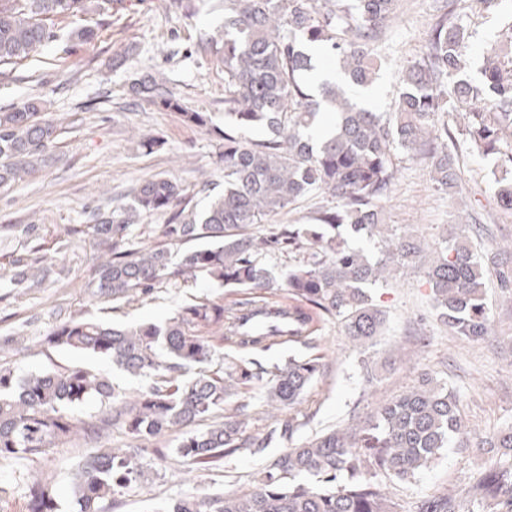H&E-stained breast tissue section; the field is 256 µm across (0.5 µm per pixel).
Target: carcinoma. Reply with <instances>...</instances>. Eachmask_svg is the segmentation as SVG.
Listing matches in <instances>:
<instances>
[{
    "mask_svg": "<svg viewBox=\"0 0 512 512\" xmlns=\"http://www.w3.org/2000/svg\"><path fill=\"white\" fill-rule=\"evenodd\" d=\"M114 0H0V67L35 56L56 40L53 20L112 13ZM429 35L426 51L400 79L394 111L383 115L358 104L344 85L310 87L313 52L336 61L349 85L371 86L381 69L378 43L400 0H224V29L201 39V49L224 67V188L197 210L177 181L155 176L132 191V202L91 225L105 246L97 278L99 300L146 295L163 283L204 276L248 296L226 305L200 299L162 324L120 326L72 318L45 343L111 362L148 384L130 396L82 365L21 376L0 365V459L42 457L60 443L98 440L125 430L124 448H99L73 474L76 512H110L145 478L144 443L198 422L206 428L181 437L176 456L199 470L249 455L266 461L247 491L184 496L156 512H395L383 480L409 483L453 442L468 447L460 397L424 372L409 390L378 404L365 418L298 438L313 415L297 409L323 373L312 323L340 321L355 347L373 346L386 314L370 287L388 284L396 268L423 256L420 241L385 222L384 204L400 155L431 168L437 187H458L460 148L491 163L494 193L512 210V21L505 43L483 55L470 74L473 32L456 0ZM134 96L209 124L167 82L146 75ZM335 114L321 141H312L318 113ZM263 127V139L243 132ZM65 127L46 118L33 98L0 112V186L31 171ZM318 194L327 205L305 223L251 232L300 199ZM164 213L162 235L184 246L172 262L162 246L124 247L143 215ZM377 245L378 255L352 246L339 228ZM288 255V269L262 262ZM503 281L512 280V252L495 255ZM423 274L436 320L463 340L488 335L490 309L484 272L469 237L453 224ZM285 288L288 301L274 298ZM288 342L307 350L264 367L244 356ZM229 347L235 354H220ZM277 412L263 436L247 432L252 394ZM95 400L106 412L86 420L73 409ZM290 446L268 458L276 442ZM497 460L473 474L458 493L418 500L414 512H512V425L483 439ZM28 512H58L55 493L40 478L27 487Z\"/></svg>",
    "mask_w": 512,
    "mask_h": 512,
    "instance_id": "obj_1",
    "label": "carcinoma"
}]
</instances>
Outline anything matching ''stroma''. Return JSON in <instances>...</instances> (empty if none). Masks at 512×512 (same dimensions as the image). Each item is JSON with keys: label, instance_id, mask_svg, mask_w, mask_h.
<instances>
[{"label": "stroma", "instance_id": "1", "mask_svg": "<svg viewBox=\"0 0 512 512\" xmlns=\"http://www.w3.org/2000/svg\"><path fill=\"white\" fill-rule=\"evenodd\" d=\"M190 18L175 14L170 0H131L112 17L85 20L56 18L58 40L37 57L11 67L0 78V111L40 98L57 122L69 124L42 161L19 184L0 187V364L17 374L51 371L76 363L108 377L120 390L140 389L143 379L130 376L94 357L76 358L48 347L43 339L55 326L75 317L127 325L160 322L199 297L228 298L227 288L200 279L163 284L131 302L93 298L87 285L97 269L101 246L89 227L100 214L126 205L135 186L154 176L176 180L198 208L209 199L203 181L220 184L224 170L217 161L219 139L213 127L224 124V71L198 47L203 34L224 24L221 0H196ZM443 0H402L398 17L383 34L379 48L383 68L372 89L371 104L392 111L398 77L425 50ZM458 10L476 36L472 64L483 49L498 41L512 17V0L487 10L461 0ZM86 25L94 36L87 43L67 41V31ZM133 57H124L127 46ZM146 73L163 74L186 107L206 113L209 127L190 126L179 112L159 108L130 94V83ZM463 194L436 190L426 163L403 159L385 204L387 223L417 236L429 248L442 242L443 231L458 214L470 216L467 232L484 253L512 246V211L501 206L489 182L488 164L464 156ZM66 225L80 233L73 245L59 249L57 235ZM67 276L56 279L49 267ZM41 275L42 282L12 285L21 267ZM491 329L485 340L463 342L440 326L428 301L429 288L412 267L402 268L374 298L388 313L387 329L375 346L360 352L344 336L335 318H318L319 352L325 372L300 405L313 413L309 432L327 430L349 416H365L378 401L400 394L424 371L447 379L461 396V410L479 435L512 425V287H502L494 270L486 272ZM369 358L373 380H366L362 358ZM123 429H113L101 443L73 441L33 460L0 461V512H27L22 474L36 472L52 480L59 512H74L69 482L78 463L97 447L122 448ZM148 480L127 495L116 512H151L155 504L186 494L211 495L252 484L259 459L240 456L219 467L198 471L179 461L147 455ZM486 461L479 448H447L409 484H394L397 512H412L417 497L459 486Z\"/></svg>", "mask_w": 512, "mask_h": 512}]
</instances>
